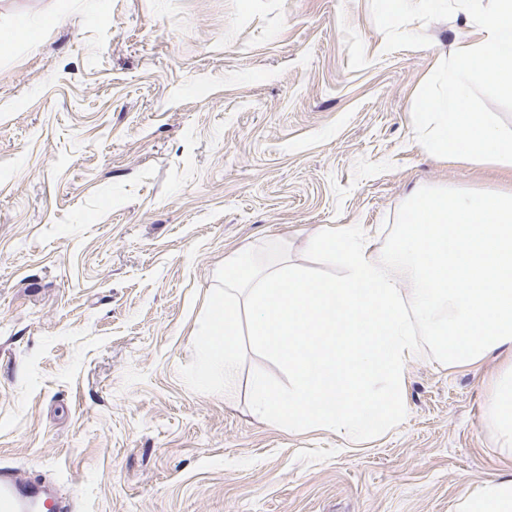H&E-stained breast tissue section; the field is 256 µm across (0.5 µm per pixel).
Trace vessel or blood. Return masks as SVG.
Masks as SVG:
<instances>
[{
	"label": "vessel or blood",
	"mask_w": 512,
	"mask_h": 512,
	"mask_svg": "<svg viewBox=\"0 0 512 512\" xmlns=\"http://www.w3.org/2000/svg\"><path fill=\"white\" fill-rule=\"evenodd\" d=\"M0 512H72V504L49 493L40 480L21 478L16 469L1 465Z\"/></svg>",
	"instance_id": "b4317fda"
}]
</instances>
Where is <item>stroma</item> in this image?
Returning a JSON list of instances; mask_svg holds the SVG:
<instances>
[{"mask_svg":"<svg viewBox=\"0 0 512 512\" xmlns=\"http://www.w3.org/2000/svg\"><path fill=\"white\" fill-rule=\"evenodd\" d=\"M385 52L370 0H0V464L76 512H454L512 477L483 422L500 361L406 368L408 412L352 444L179 370L225 257L318 228L384 237L416 189L512 188L417 141L465 10Z\"/></svg>","mask_w":512,"mask_h":512,"instance_id":"35a3bbf8","label":"stroma"}]
</instances>
